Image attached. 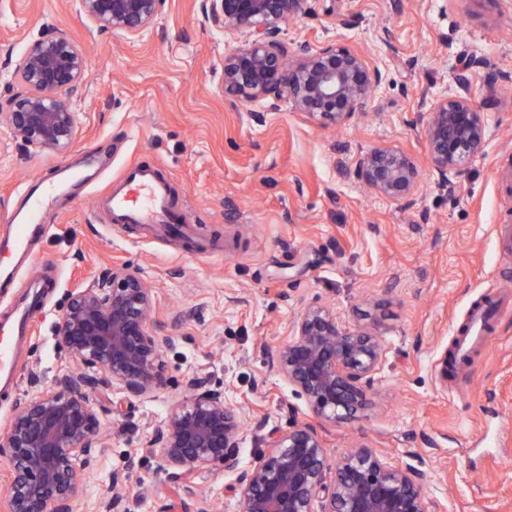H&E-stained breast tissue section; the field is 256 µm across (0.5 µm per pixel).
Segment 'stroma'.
I'll use <instances>...</instances> for the list:
<instances>
[{"mask_svg": "<svg viewBox=\"0 0 512 512\" xmlns=\"http://www.w3.org/2000/svg\"><path fill=\"white\" fill-rule=\"evenodd\" d=\"M199 5L163 0L154 25L124 39L98 32L72 0H0V61L48 30L79 45L90 63L69 149L26 145L0 130V250L13 213L56 182L57 165L91 180L59 193L43 213L35 253L46 299L18 386L0 395V428L30 375L47 387L64 368L55 325L71 293L124 265L153 288L151 318L174 346L160 387L102 398L108 442L78 489L76 512H97L116 471L127 476L119 512H198L205 502L240 512L232 474L204 468L172 481L144 441L197 372L246 415L242 467L263 455L269 431L313 420L272 365L308 305L330 308L343 329L368 330L388 349L365 406L322 424L328 454L365 446L411 464L446 512H512V246L501 242L512 233V0H308L285 26L289 47L334 39L365 52L383 74L371 110L338 125L285 102L270 112L227 96L224 56L239 40L205 23ZM464 51L485 57L499 80L491 90L484 73L471 78L485 104V142L445 192L424 128ZM375 148L413 160L411 197L381 196L357 175ZM134 160L170 177L191 236L113 226L97 211L91 184ZM488 301V340L440 381V361L470 309ZM115 403L122 414L111 412Z\"/></svg>", "mask_w": 512, "mask_h": 512, "instance_id": "stroma-1", "label": "stroma"}]
</instances>
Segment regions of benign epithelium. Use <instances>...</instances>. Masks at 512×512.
Returning a JSON list of instances; mask_svg holds the SVG:
<instances>
[{
  "label": "benign epithelium",
  "mask_w": 512,
  "mask_h": 512,
  "mask_svg": "<svg viewBox=\"0 0 512 512\" xmlns=\"http://www.w3.org/2000/svg\"><path fill=\"white\" fill-rule=\"evenodd\" d=\"M306 0H201L205 21L218 31L243 38L224 56V92L242 102L264 101L275 111L286 102L311 118L334 123L371 108L382 73L354 48L326 42L288 49L282 25L306 12ZM79 13L98 29L121 38L149 28L162 0H75ZM486 70L483 57L466 54L448 96L429 105L426 146L443 188L483 148L485 117L471 93L470 74ZM89 74V60L67 38L43 34L0 69V80L24 92L0 103V127L26 145L66 150L73 143L79 113L73 96ZM364 181L377 193L402 200L415 189L418 171L392 149H373L359 164ZM152 289L126 266H114L77 289L56 325V337L71 368L47 390L16 401L0 430V457L9 467L6 512H74L78 487L104 451L93 397L120 386L132 396L160 386L162 352L174 339L149 319ZM386 348L364 330L340 328L336 315L308 306L292 338L276 352L281 377L304 396L315 416L340 423L366 402V390ZM191 397L174 406L146 440L159 450L172 477L206 467L235 475L230 489L241 512H444L426 495L414 467L385 461L367 447L329 457L315 424L296 422L272 430L267 451L252 467L240 466L243 416L212 389L206 375L187 380ZM125 476L112 473V497L101 512H117Z\"/></svg>",
  "instance_id": "1"
}]
</instances>
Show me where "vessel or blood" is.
I'll return each mask as SVG.
<instances>
[{
	"label": "vessel or blood",
	"mask_w": 512,
	"mask_h": 512,
	"mask_svg": "<svg viewBox=\"0 0 512 512\" xmlns=\"http://www.w3.org/2000/svg\"><path fill=\"white\" fill-rule=\"evenodd\" d=\"M96 206L113 224L159 225L171 229L180 224L181 215L172 205L171 186L156 166L140 161L127 164L118 179L96 196ZM43 199H35L21 219L9 227V262L34 266L32 241L45 226L41 215ZM40 292H33L15 304L12 313L0 318V394H10L16 386L30 320L41 306ZM482 308H474L467 328L456 344L459 356H468L474 344L486 338Z\"/></svg>",
	"instance_id": "obj_1"
}]
</instances>
